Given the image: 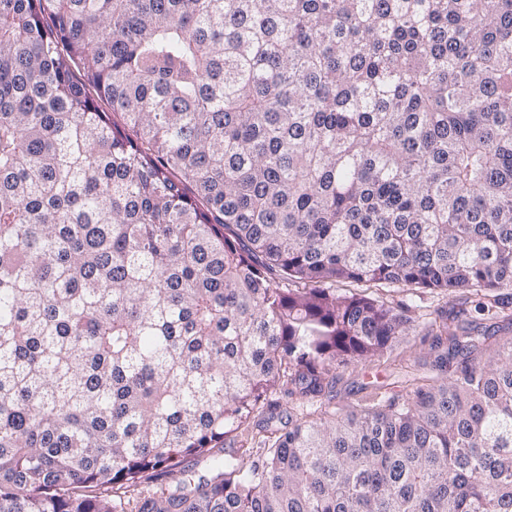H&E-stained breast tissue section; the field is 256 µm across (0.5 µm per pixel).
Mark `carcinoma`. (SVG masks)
Instances as JSON below:
<instances>
[{"mask_svg":"<svg viewBox=\"0 0 512 512\" xmlns=\"http://www.w3.org/2000/svg\"><path fill=\"white\" fill-rule=\"evenodd\" d=\"M502 288L512 0H0V512H512ZM338 293H356L387 302L392 306L401 304H417L421 308L418 310L421 314L432 313L437 310H447L448 313L457 311L460 308V294L458 292H449L444 290H410L409 288L391 287L375 288L368 286H358L354 283L337 284ZM430 315L412 322L413 327L403 336L396 350L388 357H375L357 368L341 367L336 370V406L357 405L381 387L380 391L408 389L415 377L434 376L432 336H427L426 320ZM426 318V319H424Z\"/></svg>","mask_w":512,"mask_h":512,"instance_id":"carcinoma-1","label":"carcinoma"}]
</instances>
